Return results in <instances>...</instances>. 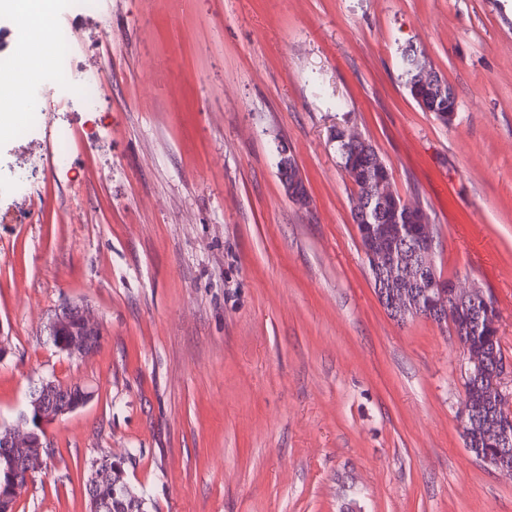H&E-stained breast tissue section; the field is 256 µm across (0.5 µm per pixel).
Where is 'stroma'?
I'll return each instance as SVG.
<instances>
[{"label": "stroma", "instance_id": "stroma-1", "mask_svg": "<svg viewBox=\"0 0 512 512\" xmlns=\"http://www.w3.org/2000/svg\"><path fill=\"white\" fill-rule=\"evenodd\" d=\"M98 10L68 19L76 69L106 70L98 102L48 87L38 189L0 196V424L43 378L93 393L48 426L16 512H86L105 454L149 512H512V479L465 446L451 327L398 322L374 292L330 139L360 132L420 201L438 268L492 297L512 366V0ZM409 45L454 87L451 124L410 97ZM66 302L100 325L86 357L47 339ZM279 145H280V143H278V145L276 146V153H277V157H278L277 173L280 176V179H281V182L283 184V187L286 188V182L283 179V175H285V174L282 173V170H283V172H285V171L288 170V167H291V166L295 167L297 162L295 160L294 155L290 154V151H288L287 149L282 150V152H281V157H282L281 167H282V170H281V167H280L281 159L279 157ZM292 167H291V169L289 168V170H288V184H287L288 197L298 207H300L302 209H308L310 207V205H311V199L308 197V195L306 193L302 194V192H303L302 185L299 182V180L301 182H303V178L299 177L300 170H299V168H294L293 169ZM294 176L298 177L299 180L297 178L294 179ZM293 179H294V183L288 189V185H290L291 180H293ZM296 187H297V189H296Z\"/></svg>", "mask_w": 512, "mask_h": 512}]
</instances>
